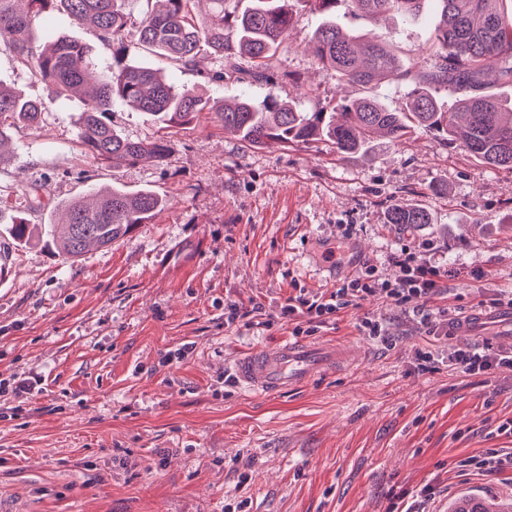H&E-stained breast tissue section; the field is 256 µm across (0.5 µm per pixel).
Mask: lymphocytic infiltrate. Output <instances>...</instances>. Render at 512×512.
I'll use <instances>...</instances> for the list:
<instances>
[{"mask_svg": "<svg viewBox=\"0 0 512 512\" xmlns=\"http://www.w3.org/2000/svg\"><path fill=\"white\" fill-rule=\"evenodd\" d=\"M393 264L396 274L391 278L380 276L376 267L369 265L356 277L343 281L329 295L303 291L288 297L285 303L280 304L273 319L264 316L262 306L245 310L238 304L226 303L224 323L229 326L242 322L249 328H267L273 320L278 319L294 323L295 335L311 336L319 328L337 321L348 308L359 306L361 301L376 294L399 305L417 297L430 300L444 294V271L421 261L417 253L402 249L399 255L394 256ZM448 360L456 369L473 376H492L505 370L512 371V350H503L488 343L456 350Z\"/></svg>", "mask_w": 512, "mask_h": 512, "instance_id": "1", "label": "lymphocytic infiltrate"}]
</instances>
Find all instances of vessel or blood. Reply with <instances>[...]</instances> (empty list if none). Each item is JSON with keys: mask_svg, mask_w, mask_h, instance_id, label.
<instances>
[{"mask_svg": "<svg viewBox=\"0 0 512 512\" xmlns=\"http://www.w3.org/2000/svg\"><path fill=\"white\" fill-rule=\"evenodd\" d=\"M492 316L512 323V308L493 314L479 308L449 318L448 334L452 337L476 335L484 330ZM344 357V352L336 347L287 342L258 348L238 357L231 373L238 385L263 395H274L303 387L315 373L334 367Z\"/></svg>", "mask_w": 512, "mask_h": 512, "instance_id": "1", "label": "vessel or blood"}]
</instances>
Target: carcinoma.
<instances>
[{"instance_id": "cac0c4a2", "label": "carcinoma", "mask_w": 512, "mask_h": 512, "mask_svg": "<svg viewBox=\"0 0 512 512\" xmlns=\"http://www.w3.org/2000/svg\"><path fill=\"white\" fill-rule=\"evenodd\" d=\"M16 2L0 0V47L13 52L58 94H81L79 139L98 163L110 167L138 161L161 164L168 154L163 137L134 141L112 127L108 113L112 103L120 100L168 127L186 126L200 113L214 112L224 131L250 148L324 139L334 145L340 159L371 151L380 136L397 142L415 130H438L480 163L512 170V106L492 95H473L461 99L459 111L443 112L429 90L431 86L450 91L476 88L490 73L512 83V17L500 11L501 0H435L439 21L432 51L441 64L423 75L424 87L414 93L408 111H391L366 95L333 106L343 117L339 123L325 112H300L274 98L262 105L247 97H239L231 105L219 104L139 64L119 61L99 70L91 47L61 37L38 44L32 34L43 12L58 10L73 23L91 27L99 42L109 47L134 42L191 68L200 47L206 46L221 59L248 57L255 66L253 74L261 77L293 22L288 0H250L243 12L231 17L224 14L225 0H208L211 11L201 18L193 12L198 0H160L162 8L138 21L124 12L125 0H26L25 11L17 10ZM421 2L348 0V5L372 17L391 12L409 17ZM296 3L324 16L311 39V50L338 81L366 88L399 74V58L387 48L385 38L359 40L336 25L338 0ZM44 111L43 102L23 99L0 83V165L10 159L3 146L11 140V126L18 123L38 129ZM167 206V200L150 190L113 188L90 202L71 199L64 205L65 220L51 224L50 232L62 254L76 261L90 247L112 246ZM387 223L411 227L430 224L432 218L420 205H395L388 212ZM450 512L495 510L484 500L463 496Z\"/></svg>"}]
</instances>
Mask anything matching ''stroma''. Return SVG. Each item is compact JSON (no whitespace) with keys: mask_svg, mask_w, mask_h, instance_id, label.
I'll list each match as a JSON object with an SVG mask.
<instances>
[{"mask_svg":"<svg viewBox=\"0 0 512 512\" xmlns=\"http://www.w3.org/2000/svg\"><path fill=\"white\" fill-rule=\"evenodd\" d=\"M336 19L345 32L385 36L402 76L366 89L338 84L311 53L321 17L308 11L295 14L260 82H208L222 63L205 52L191 70L133 44L128 58L215 99L276 98L320 112L366 94L406 109L433 65L434 0L410 19L361 15L338 0ZM36 34L88 44L110 61L92 29L58 12ZM0 81L47 106L41 130L13 129L14 155L0 166V221L29 223L26 243L9 253L12 276L0 279V376L45 380L28 400L0 397V495L27 512H224L228 499L248 512H386L392 495L426 486L429 512H448L466 492L512 502L511 469L456 466L486 448L512 453V434L498 430L512 420V372L486 379L444 363L463 342L425 334L424 299L401 308L371 297L345 311L309 341L342 344L346 361L275 396L239 389L226 371L239 355L291 338V325L224 323L229 301L272 312L301 289L331 293L367 265L392 276L404 248L452 270L442 306L512 300L511 170L482 165L437 131L340 160L324 140L244 147L212 112L167 130L119 101L112 125L135 141L166 137L169 153L160 165L111 168L84 154L78 102L5 49ZM106 186L149 187L168 206L111 247L66 259L49 223L64 201ZM35 193L42 207H32ZM395 203L424 206L431 223L388 224ZM367 313L386 321L392 345L360 334ZM188 342L187 359L163 364ZM421 349L438 356L436 369H417Z\"/></svg>","mask_w":512,"mask_h":512,"instance_id":"35a3bbf8","label":"stroma"}]
</instances>
